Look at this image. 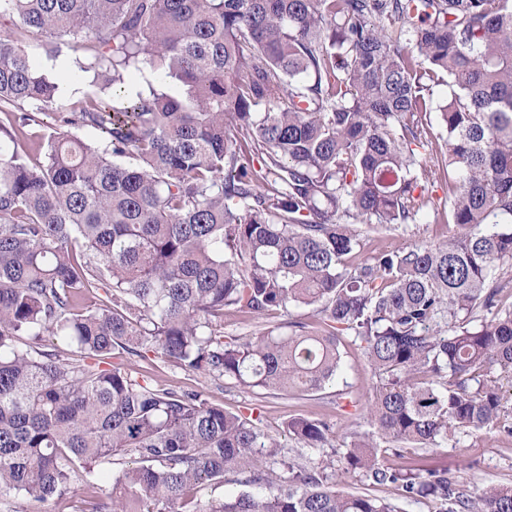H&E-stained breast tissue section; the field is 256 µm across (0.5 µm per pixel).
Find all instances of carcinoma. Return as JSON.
I'll return each instance as SVG.
<instances>
[{
	"mask_svg": "<svg viewBox=\"0 0 512 512\" xmlns=\"http://www.w3.org/2000/svg\"><path fill=\"white\" fill-rule=\"evenodd\" d=\"M64 49L112 99L63 105L35 55ZM144 64L179 90L129 94ZM51 106L32 163L19 140ZM433 111L448 216L468 232L350 262L355 225L427 213ZM0 112L21 122L0 125V497L74 494L78 470L131 454L79 512H401L338 473L438 512H512V484L474 496L401 462L405 445L512 436L487 376H512V0H0ZM298 305L326 328L224 335L226 310ZM45 335L55 350L18 345ZM340 335L375 378L371 430L313 468L250 416L106 365L153 348L240 389L314 394L341 376ZM285 432L323 448L334 424ZM205 482L235 489L191 497Z\"/></svg>",
	"mask_w": 512,
	"mask_h": 512,
	"instance_id": "obj_1",
	"label": "carcinoma"
}]
</instances>
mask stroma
I'll list each match as a JSON object with an SVG mask.
<instances>
[{"label": "stroma", "instance_id": "35a3bbf8", "mask_svg": "<svg viewBox=\"0 0 512 512\" xmlns=\"http://www.w3.org/2000/svg\"><path fill=\"white\" fill-rule=\"evenodd\" d=\"M38 63L56 77L64 78L66 103L77 105L100 92L99 85L77 77V66L69 54H62L53 61L42 57ZM426 197L430 212L441 213L440 221L429 219L391 228L360 226L361 256H368L377 248L393 250L415 242L437 244L460 238L463 228L444 218L448 211V187L444 180L432 176L426 185ZM341 349L344 368L339 384L305 396L244 391L186 372L154 350L139 356H123L122 361L135 378L151 385L199 393L202 398L234 413L258 409L259 428L277 438H284L283 431L289 418L328 419L335 429L332 444L340 452L351 433L369 429L365 414L372 386L371 372L361 350L351 345L346 337L341 340ZM403 454L405 462L410 464L449 468L455 479L470 492L488 485L512 483V437L497 432H480L458 441L452 439L440 448L407 447Z\"/></svg>", "mask_w": 512, "mask_h": 512}]
</instances>
